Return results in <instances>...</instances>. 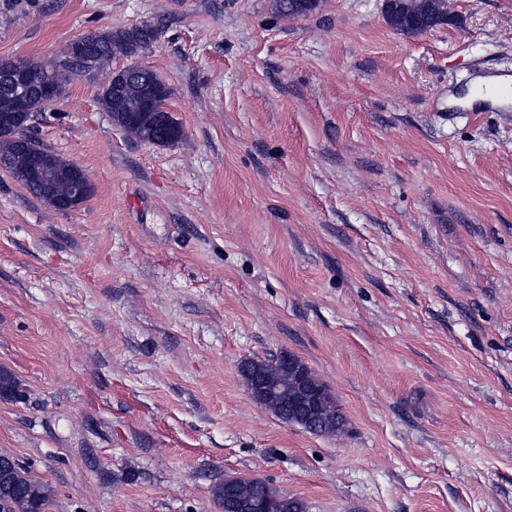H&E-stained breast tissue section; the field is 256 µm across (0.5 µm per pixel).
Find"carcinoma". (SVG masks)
<instances>
[{"mask_svg":"<svg viewBox=\"0 0 512 512\" xmlns=\"http://www.w3.org/2000/svg\"><path fill=\"white\" fill-rule=\"evenodd\" d=\"M412 0H386V22L405 34H419L434 27L448 23V14L431 17L428 22H420L415 27L408 25L407 18L418 15L417 8L411 6ZM318 6V0H275L276 12L286 18L304 17ZM158 35V27L143 24L124 30H108L90 33L81 37L85 51L78 56H66L52 65L41 76H35L29 83L27 112L38 111L49 103L41 94V82L49 81L61 87L66 86L74 67L98 69L112 61L116 56H131L149 46ZM152 84L164 87L163 93L154 100L152 112L155 116L145 127L126 121V115L139 112L146 88ZM170 95L166 83L151 69L133 67L119 71L111 76L102 89L101 103L110 112L112 121L142 142L155 145H173L182 137L172 138L170 132L179 125L167 110ZM19 103L12 88L0 82V124L19 112ZM36 141L29 138L25 130H19L18 137L0 135V158L9 161L10 173L23 182L36 198L44 199L40 187L25 181L29 145ZM241 374L247 386L256 383L265 384L271 392L263 407L271 411L280 420L301 427L314 435H339L346 431L347 419L341 407L336 403L326 385L321 382L309 367L297 356L284 352L275 360H247L240 366ZM302 373L313 387L325 390V399L321 415L308 422L296 419L297 412L284 400V394L293 391L298 383L296 373ZM0 470L11 474V478H0V512H40L49 505L51 489L48 485L32 478L13 458L0 455ZM235 494L242 500L258 505L254 512H306L305 503L293 497L284 496L268 481L258 478H236Z\"/></svg>","mask_w":512,"mask_h":512,"instance_id":"carcinoma-1","label":"carcinoma"}]
</instances>
